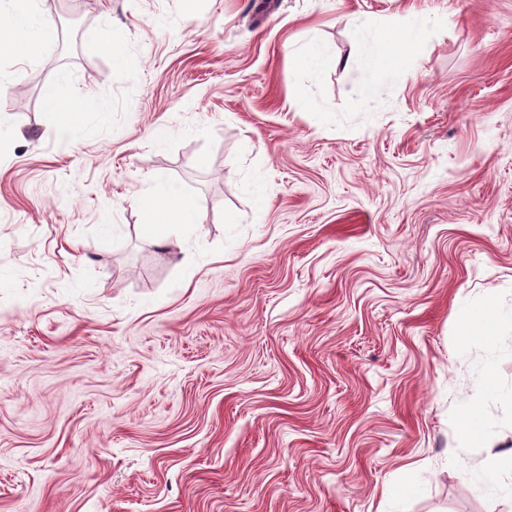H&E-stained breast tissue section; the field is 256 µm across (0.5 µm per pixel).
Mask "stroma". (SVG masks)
Here are the masks:
<instances>
[{
  "label": "stroma",
  "instance_id": "obj_1",
  "mask_svg": "<svg viewBox=\"0 0 512 512\" xmlns=\"http://www.w3.org/2000/svg\"><path fill=\"white\" fill-rule=\"evenodd\" d=\"M258 2L38 0L0 53V512H512V0ZM395 13L448 23L368 79ZM27 6L16 11L7 19L13 38L9 50L17 55L28 54L35 45L47 41L55 35V27L36 11V1H19ZM294 57L304 71L312 74L319 73L330 65L346 66L348 61L328 54L326 49L317 40L312 39L294 51ZM144 230L157 243H165L176 227L196 223L195 205L168 179L153 181L144 197Z\"/></svg>",
  "mask_w": 512,
  "mask_h": 512
}]
</instances>
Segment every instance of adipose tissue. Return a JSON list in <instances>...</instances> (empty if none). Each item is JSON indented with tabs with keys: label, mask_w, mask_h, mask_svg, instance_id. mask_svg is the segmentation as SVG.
Returning <instances> with one entry per match:
<instances>
[{
	"label": "adipose tissue",
	"mask_w": 512,
	"mask_h": 512,
	"mask_svg": "<svg viewBox=\"0 0 512 512\" xmlns=\"http://www.w3.org/2000/svg\"><path fill=\"white\" fill-rule=\"evenodd\" d=\"M7 25L13 35L9 49L18 56L28 54L35 45L55 34L54 25L42 18L31 4L13 13ZM353 27L360 37L369 32L378 35L361 59L363 70L372 77L386 68L402 73L406 49L421 44L431 34L430 21L413 14L386 19L358 16L353 20ZM143 213L145 232L160 244L168 240L174 228L196 221L193 201L164 178L153 181L144 198Z\"/></svg>",
	"instance_id": "obj_1"
}]
</instances>
